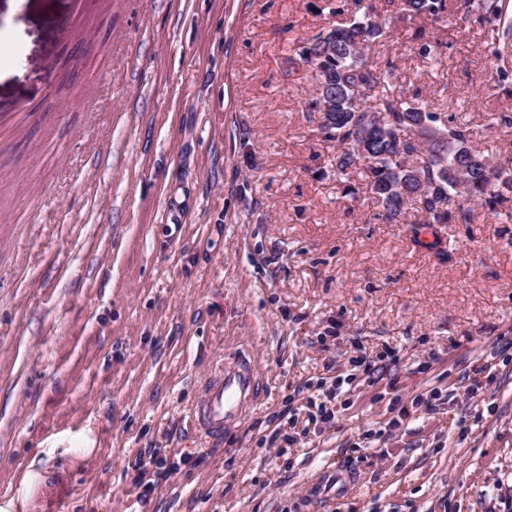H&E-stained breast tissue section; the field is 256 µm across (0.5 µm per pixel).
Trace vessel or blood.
I'll list each match as a JSON object with an SVG mask.
<instances>
[{"instance_id":"obj_1","label":"vessel or blood","mask_w":512,"mask_h":512,"mask_svg":"<svg viewBox=\"0 0 512 512\" xmlns=\"http://www.w3.org/2000/svg\"><path fill=\"white\" fill-rule=\"evenodd\" d=\"M259 387L254 363L237 356L225 362L221 373L210 379L197 406V428L219 441L225 430L241 419L256 398Z\"/></svg>"}]
</instances>
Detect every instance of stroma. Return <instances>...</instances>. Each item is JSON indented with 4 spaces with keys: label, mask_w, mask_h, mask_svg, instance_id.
<instances>
[{
    "label": "stroma",
    "mask_w": 512,
    "mask_h": 512,
    "mask_svg": "<svg viewBox=\"0 0 512 512\" xmlns=\"http://www.w3.org/2000/svg\"><path fill=\"white\" fill-rule=\"evenodd\" d=\"M363 12L0 0V109L29 107L0 138V503L512 512V217L455 195L468 222L417 228L344 194L298 53ZM420 24L392 20L375 61L512 159L493 121L512 84L492 80L512 45L497 57L490 26L439 24L437 66ZM234 350L259 397L214 444L193 408ZM148 451L178 470L146 495Z\"/></svg>",
    "instance_id": "1"
}]
</instances>
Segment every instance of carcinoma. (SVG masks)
<instances>
[{"label":"carcinoma","mask_w":512,"mask_h":512,"mask_svg":"<svg viewBox=\"0 0 512 512\" xmlns=\"http://www.w3.org/2000/svg\"><path fill=\"white\" fill-rule=\"evenodd\" d=\"M466 15L479 23L502 25L506 0H463ZM454 0H397L396 14L412 19L450 23ZM390 22L363 16L311 39L299 57L314 71L313 104L321 112L319 128L336 142L330 159L344 189L356 175L369 200L383 209L382 217L399 223L409 207L422 215L421 223L455 224L470 212L449 207L451 195L477 201L492 217L512 203V170L492 167L487 157L469 146V129L430 110V104L407 96L395 86L392 73L372 61L369 52L385 42ZM429 33L419 27L414 40L419 54L441 64L431 54Z\"/></svg>","instance_id":"carcinoma-1"}]
</instances>
